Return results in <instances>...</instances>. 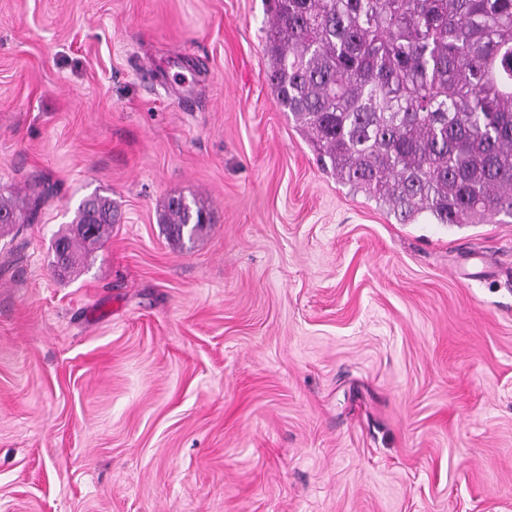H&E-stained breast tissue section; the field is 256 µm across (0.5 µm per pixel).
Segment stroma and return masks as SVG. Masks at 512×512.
<instances>
[{"instance_id": "stroma-1", "label": "stroma", "mask_w": 512, "mask_h": 512, "mask_svg": "<svg viewBox=\"0 0 512 512\" xmlns=\"http://www.w3.org/2000/svg\"><path fill=\"white\" fill-rule=\"evenodd\" d=\"M265 0H0V512H512V222L401 224L276 105ZM123 214L70 276L86 195ZM202 198L172 244L158 213ZM43 198L44 193L33 197L26 211L8 200H0V232L12 228L15 224H25L33 221ZM209 209L204 202L193 200L187 202L183 197H172L167 202L160 217L168 238L180 242L184 234L188 239L201 233L211 222Z\"/></svg>"}]
</instances>
